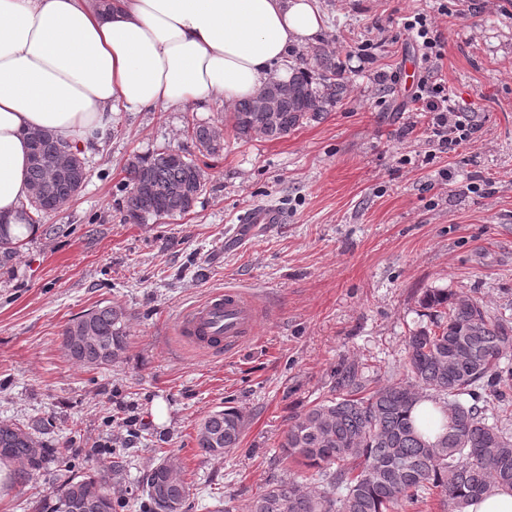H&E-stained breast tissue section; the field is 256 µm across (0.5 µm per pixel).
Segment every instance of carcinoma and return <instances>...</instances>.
<instances>
[{
    "mask_svg": "<svg viewBox=\"0 0 512 512\" xmlns=\"http://www.w3.org/2000/svg\"><path fill=\"white\" fill-rule=\"evenodd\" d=\"M288 95L277 112L265 116L241 101L233 112V131L240 138L273 141L287 136L324 112L323 95L305 70L283 83ZM190 137L200 152L216 155L219 132L195 124ZM37 150L41 161L30 162L28 179L33 193L23 224H0V268L18 254L25 233H32L53 212L42 199L52 193L65 205L82 189L90 170L73 164L78 149L43 135ZM203 173L194 160L166 150L136 155L126 167L125 220L143 224L171 216L172 204L198 197ZM429 324L412 331L406 341L404 377L367 388L356 369L342 374L336 397L315 403L296 414L284 432L280 448L285 461L309 471L257 493L249 512H406L409 506L436 497L454 512L479 498L490 486L512 490V433L502 414L489 418L485 394L506 397L512 390V368L504 339L512 337L508 322L493 319L478 300L462 292L430 288L421 299ZM90 328L92 344L75 342ZM127 346V313L111 305L71 319L62 331V347L74 362L87 367L107 366ZM430 402L436 416L419 426L415 408ZM244 415L233 407L208 413L198 424L196 445L201 455L217 457L239 447ZM49 423L0 424V459L21 464L25 482L62 470L64 452L48 435ZM123 462L103 473L63 481V487L36 501L37 512H114L112 486L122 482ZM139 512H157L159 502L186 505L190 488L176 464L163 459L143 475ZM317 484L316 491L309 484Z\"/></svg>",
    "mask_w": 512,
    "mask_h": 512,
    "instance_id": "cac0c4a2",
    "label": "carcinoma"
}]
</instances>
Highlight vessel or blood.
Returning <instances> with one entry per match:
<instances>
[{"label":"vessel or blood","instance_id":"vessel-or-blood-1","mask_svg":"<svg viewBox=\"0 0 512 512\" xmlns=\"http://www.w3.org/2000/svg\"><path fill=\"white\" fill-rule=\"evenodd\" d=\"M258 310L252 299L234 289L219 290L187 309L178 332L201 349L229 352L255 335Z\"/></svg>","mask_w":512,"mask_h":512}]
</instances>
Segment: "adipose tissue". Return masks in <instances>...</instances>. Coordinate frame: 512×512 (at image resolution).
Instances as JSON below:
<instances>
[{
    "mask_svg": "<svg viewBox=\"0 0 512 512\" xmlns=\"http://www.w3.org/2000/svg\"><path fill=\"white\" fill-rule=\"evenodd\" d=\"M323 30L315 0H0V220L32 194L30 132L83 146L120 107L236 106Z\"/></svg>",
    "mask_w": 512,
    "mask_h": 512,
    "instance_id": "ef3b65f1",
    "label": "adipose tissue"
}]
</instances>
